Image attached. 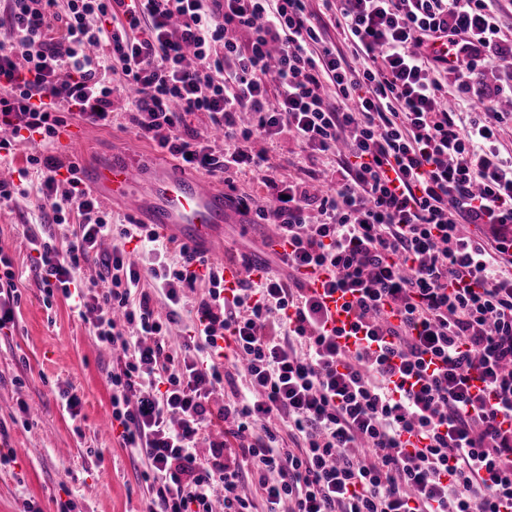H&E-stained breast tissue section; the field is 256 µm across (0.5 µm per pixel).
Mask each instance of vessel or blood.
<instances>
[{
	"label": "vessel or blood",
	"instance_id": "vessel-or-blood-1",
	"mask_svg": "<svg viewBox=\"0 0 512 512\" xmlns=\"http://www.w3.org/2000/svg\"><path fill=\"white\" fill-rule=\"evenodd\" d=\"M80 176L100 200L135 202L159 235L176 236L202 250H216L225 225L242 221L226 204L223 191L200 174L153 169L130 156L86 167Z\"/></svg>",
	"mask_w": 512,
	"mask_h": 512
}]
</instances>
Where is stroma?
I'll use <instances>...</instances> for the list:
<instances>
[{"instance_id":"obj_1","label":"stroma","mask_w":512,"mask_h":512,"mask_svg":"<svg viewBox=\"0 0 512 512\" xmlns=\"http://www.w3.org/2000/svg\"><path fill=\"white\" fill-rule=\"evenodd\" d=\"M491 60L489 74L471 78L458 99L460 118L479 106L491 79H512L511 55ZM125 108V94L116 95L117 118L106 129L71 122L73 135L56 141L55 154L83 168L127 154L177 168L136 136ZM23 183L27 196L0 208V248L14 263L21 293L13 328L0 331V512H24L29 504L39 512H144L148 484L140 461L117 432L99 429L112 417V356L69 301L46 298L34 279L28 229L57 239L65 229L38 220L40 176ZM63 388L79 396L78 417L66 411Z\"/></svg>"}]
</instances>
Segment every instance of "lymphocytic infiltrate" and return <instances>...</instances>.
Wrapping results in <instances>:
<instances>
[{
    "label": "lymphocytic infiltrate",
    "mask_w": 512,
    "mask_h": 512,
    "mask_svg": "<svg viewBox=\"0 0 512 512\" xmlns=\"http://www.w3.org/2000/svg\"><path fill=\"white\" fill-rule=\"evenodd\" d=\"M309 2L0 0V151L38 136L19 174L40 175L45 219L69 228L61 246L30 236L35 275L117 352L112 419L147 512H512V82L467 122L450 105L489 53L512 54L498 0ZM127 88L156 151L228 187L257 178L264 197L230 201L277 226L279 268L225 286L196 248L113 223L53 154L69 116L111 127ZM283 136L309 162L288 181L258 147ZM92 260L102 279L82 282Z\"/></svg>",
    "instance_id": "1"
}]
</instances>
